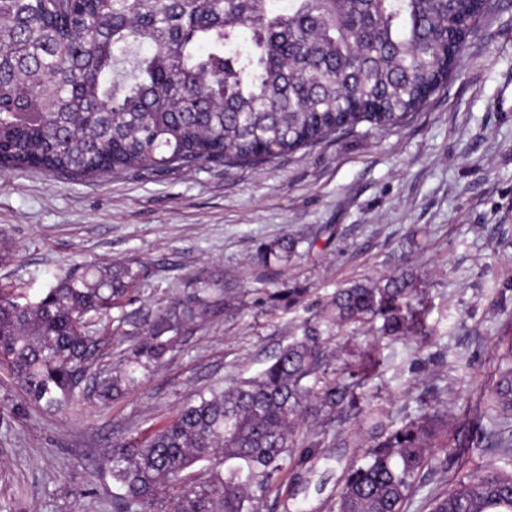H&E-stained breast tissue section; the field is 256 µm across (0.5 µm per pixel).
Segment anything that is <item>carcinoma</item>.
<instances>
[{
    "mask_svg": "<svg viewBox=\"0 0 512 512\" xmlns=\"http://www.w3.org/2000/svg\"><path fill=\"white\" fill-rule=\"evenodd\" d=\"M494 0H0V174L29 169L85 178L197 163L268 161L361 124L390 129L458 68L459 51ZM148 46L146 54L140 52ZM299 240L260 247L286 262ZM126 263L76 265L38 301L0 290V362L32 404L109 401L158 367L175 338L211 311L206 289L142 315L143 339L110 371L89 373L88 316L140 284ZM406 274L339 288L256 377L200 394L143 441L112 449L115 512H262L297 449L317 458L304 414L353 406L367 369L336 368L345 329L385 339L424 331ZM489 433L512 453V339L494 366ZM347 465L333 512H404L432 449L435 417L372 426ZM327 466L301 482L320 494ZM428 512H512V471L487 462Z\"/></svg>",
    "mask_w": 512,
    "mask_h": 512,
    "instance_id": "obj_1",
    "label": "carcinoma"
}]
</instances>
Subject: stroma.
<instances>
[{"label":"stroma","mask_w":512,"mask_h":512,"mask_svg":"<svg viewBox=\"0 0 512 512\" xmlns=\"http://www.w3.org/2000/svg\"><path fill=\"white\" fill-rule=\"evenodd\" d=\"M466 40L458 74L399 127L361 125L258 165L75 179L32 169L0 175V289L37 300L69 265L125 262L144 272L131 304L90 318L94 369L138 343L142 313L215 283L212 311L153 372L108 403L26 402L0 363V512H113V445L141 441L184 403L258 376L337 288L410 274L425 331L383 341L356 407L310 413L307 429L335 470L359 454L378 409L401 424L448 423L406 504L449 489L487 460L512 464L482 438L499 341L512 337V0H496ZM299 238L285 264L260 243ZM299 288L288 303L280 293ZM306 466L288 462L270 512H331L336 491L303 494Z\"/></svg>","instance_id":"obj_1"}]
</instances>
